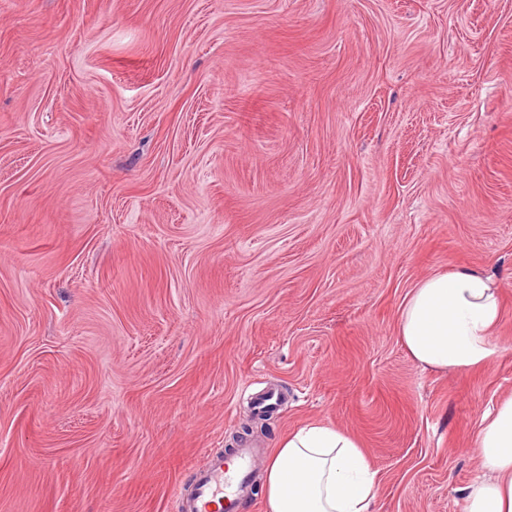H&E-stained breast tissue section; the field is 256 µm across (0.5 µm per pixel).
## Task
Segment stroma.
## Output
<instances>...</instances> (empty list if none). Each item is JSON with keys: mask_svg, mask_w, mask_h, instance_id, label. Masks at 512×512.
<instances>
[{"mask_svg": "<svg viewBox=\"0 0 512 512\" xmlns=\"http://www.w3.org/2000/svg\"><path fill=\"white\" fill-rule=\"evenodd\" d=\"M458 267L497 355L422 369L401 304ZM509 396L512 0H0V512H176L314 420L378 512H464ZM258 452L243 444L228 457L207 455L195 469L189 488L180 492L182 512H239Z\"/></svg>", "mask_w": 512, "mask_h": 512, "instance_id": "35a3bbf8", "label": "stroma"}]
</instances>
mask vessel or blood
<instances>
[{
    "instance_id": "b4317fda",
    "label": "vessel or blood",
    "mask_w": 512,
    "mask_h": 512,
    "mask_svg": "<svg viewBox=\"0 0 512 512\" xmlns=\"http://www.w3.org/2000/svg\"><path fill=\"white\" fill-rule=\"evenodd\" d=\"M256 455L255 448L244 444L228 456H206L180 495L182 512H239Z\"/></svg>"
}]
</instances>
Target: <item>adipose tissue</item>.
I'll use <instances>...</instances> for the list:
<instances>
[{"instance_id": "obj_1", "label": "adipose tissue", "mask_w": 512, "mask_h": 512, "mask_svg": "<svg viewBox=\"0 0 512 512\" xmlns=\"http://www.w3.org/2000/svg\"><path fill=\"white\" fill-rule=\"evenodd\" d=\"M498 283L467 268L437 271L406 295L398 334L426 369L487 365L502 318ZM485 476L462 489L466 512H512V398L486 412L477 430ZM376 473L352 435L319 421L289 432L270 458L262 486L267 512H374Z\"/></svg>"}]
</instances>
